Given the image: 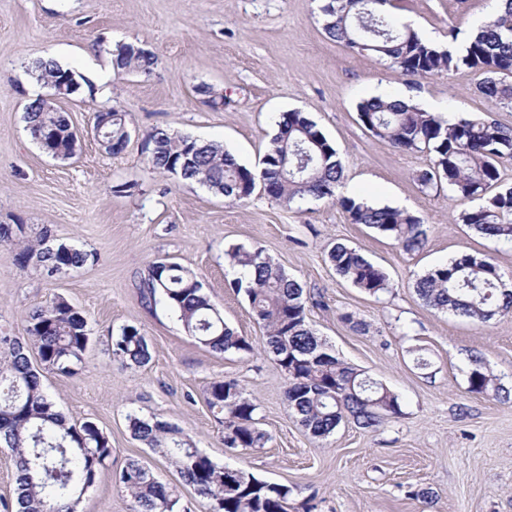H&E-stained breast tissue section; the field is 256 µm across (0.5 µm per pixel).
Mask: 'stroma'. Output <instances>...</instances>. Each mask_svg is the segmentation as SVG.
<instances>
[{"instance_id":"obj_1","label":"stroma","mask_w":512,"mask_h":512,"mask_svg":"<svg viewBox=\"0 0 512 512\" xmlns=\"http://www.w3.org/2000/svg\"><path fill=\"white\" fill-rule=\"evenodd\" d=\"M493 0H395L398 19L414 20L439 45L449 27L466 42ZM320 0H0V224L30 237L46 228L60 241L93 253L77 270L47 276L21 268L13 246L0 244V336L24 333L28 312L65 297L88 320L91 340L80 375L42 370L53 411L70 423H95L112 455L79 512H132L118 481L128 460L178 488L191 512L206 501L164 459L133 438L127 416L169 422L220 464L288 485L297 512H512V316L482 326L426 306L413 283L463 255L494 258L512 283V244L486 239L456 223L459 204L447 183L415 179L428 158L398 152L367 131L357 106L375 96L401 97L438 114L492 117L512 127V107L477 91L482 75L465 67L410 82L386 62L331 40ZM120 42L151 49V76L111 74L108 96L89 80L93 59ZM55 56L74 71L79 90L60 100L80 133L67 160L45 154L23 119L31 63ZM222 95L210 107L201 87ZM125 112L130 140L107 154L92 136L95 112ZM298 111L335 145L348 196L406 210L430 228L424 251L409 253L362 224L337 201L285 206L255 190L232 203L205 186L150 170L145 139L156 129L216 141L248 168L261 166L283 113ZM336 243L382 267L390 289L372 297L326 259ZM260 246L286 273L321 297L307 320L337 356L398 395L402 414L373 429L342 422L314 440L284 399L285 378L262 351L264 331L245 293L229 288L235 272L225 253ZM175 262L201 279L225 322L252 342V354L216 353L182 328L143 286L152 263ZM352 322H345L343 314ZM134 326L147 336L151 360L124 367L112 338ZM429 366L417 368L416 357ZM482 357L504 391L493 399L470 392L471 357ZM237 380L257 406L269 440L244 451L224 444L205 400L216 380ZM433 490V502L417 498Z\"/></svg>"}]
</instances>
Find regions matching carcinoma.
<instances>
[{"mask_svg": "<svg viewBox=\"0 0 512 512\" xmlns=\"http://www.w3.org/2000/svg\"><path fill=\"white\" fill-rule=\"evenodd\" d=\"M391 0H328L321 7L326 35L349 49L389 62L402 76L427 77L460 67L485 75L478 91L496 105L512 106V0H502L470 37L454 51L422 40L409 27L393 25L386 6ZM114 68L148 75L155 54L133 43L112 51ZM36 79L49 90L25 107L24 121L33 140L46 153L69 159L79 133L57 106L63 78L74 73L51 58L35 65ZM362 125L400 152H425L427 168L416 173L428 187L442 179L466 205L458 221L481 235L512 243V185L500 183L498 165L512 160V129L485 116L448 120L426 112L411 101L373 97L358 105ZM52 133L43 142L44 127ZM105 150L112 141L128 143L126 115L103 130ZM148 164L160 172L178 171L232 202L247 200L256 186L278 201L324 199L335 195L345 179L340 153L300 112H286L263 156L261 168L239 164L218 143L156 129L146 140ZM494 194H487L491 187ZM340 204L354 224H363L392 240L406 252H419L428 243V227L420 217L388 206L375 207L351 197ZM42 229L22 242L13 229L0 224V243H16L19 266L39 267L52 276L83 267L93 254L49 239ZM227 256L240 276L230 282L247 295L255 319L266 329L264 352L283 372L285 401L293 416L314 438L329 437L345 419L369 429L402 414L398 395L382 383L364 377L341 361L307 321L308 297L300 282L289 276L259 246H235ZM328 261L336 273L371 296L389 290L385 271L356 248L333 245ZM492 258L465 255L428 270L414 283L427 306L476 323L512 314V288ZM149 299L161 296L177 315L186 333L215 352L249 354L253 345L224 322L220 310L196 277L172 262H155L146 281ZM90 343L87 319L61 296L28 315L23 336H0V444L13 452L15 512H77V506L112 456L109 438L94 423L69 424L51 409L40 374L32 363L68 376L79 374ZM112 356L127 367L150 360L146 336L134 326L121 328ZM469 391L497 397L498 376L482 358L471 359ZM209 408L221 415L223 433L245 451L265 447L268 435L256 427L257 405L244 396L235 380H218L206 391ZM133 437L173 466L182 480L206 500L209 512H291L292 490L253 473L214 462L192 438L175 425L138 414L127 416ZM118 481L133 500V512H190L178 491L160 482L139 461L131 460Z\"/></svg>", "mask_w": 512, "mask_h": 512, "instance_id": "obj_1", "label": "carcinoma"}]
</instances>
